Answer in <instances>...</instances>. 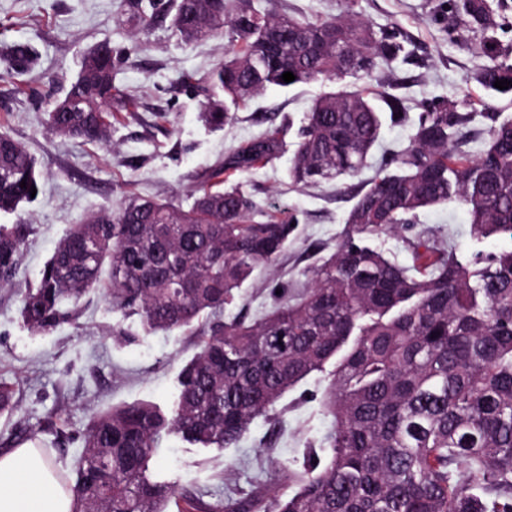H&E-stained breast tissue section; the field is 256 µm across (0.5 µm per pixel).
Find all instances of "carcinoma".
Listing matches in <instances>:
<instances>
[{
  "label": "carcinoma",
  "instance_id": "carcinoma-1",
  "mask_svg": "<svg viewBox=\"0 0 512 512\" xmlns=\"http://www.w3.org/2000/svg\"><path fill=\"white\" fill-rule=\"evenodd\" d=\"M143 28L169 11L166 0H135ZM501 0H439L434 21L448 39L473 35L489 64L473 80L491 97L512 96V32ZM186 41L222 37L224 63L207 77L202 118L235 119L270 86L336 83L314 99L297 142L291 181H350L348 229L311 271V282L282 289L249 321L224 308L255 271L271 267L293 240L298 216L260 210L234 181L272 163L278 132L224 155L188 207L132 197L110 213L73 225L44 265L20 315L33 333L77 323V305L100 289L112 309L132 311L144 332L197 326L198 352L181 370L171 412L139 402L94 415L82 435L75 475L55 474L73 492L72 512H512V249L475 261L418 234L415 263L400 265L363 244L365 237L416 223L428 207L456 203L483 238L512 237V117L461 112L446 97L424 103L407 147L384 154L369 186L353 184L367 166L384 119L409 120L405 100L379 75L413 57L402 29L375 28L350 13L306 22L273 14L256 0H180L172 19ZM128 47L100 44L86 55L64 98L48 110L55 136L108 143L114 85ZM25 43L0 46L6 72L34 62ZM290 71L295 80H282ZM488 121L472 151L474 124ZM37 159L0 134V212L14 213L39 186ZM26 187H20L21 181ZM27 224H0V288L13 277ZM329 371L322 405L334 429L295 475L288 493L259 487L224 504L152 477L162 441L173 435L200 448L236 444L253 421L314 372ZM17 406L0 381V415Z\"/></svg>",
  "mask_w": 512,
  "mask_h": 512
}]
</instances>
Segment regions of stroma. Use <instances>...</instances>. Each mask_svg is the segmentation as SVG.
Listing matches in <instances>:
<instances>
[{
    "instance_id": "1",
    "label": "stroma",
    "mask_w": 512,
    "mask_h": 512,
    "mask_svg": "<svg viewBox=\"0 0 512 512\" xmlns=\"http://www.w3.org/2000/svg\"><path fill=\"white\" fill-rule=\"evenodd\" d=\"M132 0H0V43L23 42L37 55L26 74L0 76V132L22 142L43 173L38 197L19 213L0 214V224L25 222L26 246L8 286L0 288V379L16 389L17 408L0 416V445L23 433L47 448L53 461L74 471L80 436L94 414L112 406L151 402L171 409L178 375L197 350V334L184 330L144 335L138 316L112 310L101 292L87 293L77 324L46 334L22 323V295L35 287L45 261L72 225L91 213L119 207L126 197L188 204L225 153L253 137L283 129L281 155L243 179L262 210L298 214L296 236L271 268L257 271L224 315L258 316L277 285L300 286L320 258L340 240L352 195L339 186L291 185L287 171L310 103L328 84L271 87L240 109L232 125L204 127L200 104L205 78L224 60V40L186 42L170 18L142 30ZM436 0H262L272 13L314 21L350 11L374 26L399 24L415 46L412 60L395 62L394 92L409 106L444 96L466 108L478 89L474 71L484 65L474 38L449 40L432 18ZM138 48L115 83L134 106L112 127L110 146L64 139L47 130V111L75 80L85 53L108 42ZM417 230L444 237L470 257L512 249V237L477 236L457 204L418 215ZM327 377L314 373L286 393L269 415L257 418L228 448H196L170 438L154 459L152 475L176 492L206 491L225 502L260 484L287 491L309 449L319 447L334 423L322 406Z\"/></svg>"
}]
</instances>
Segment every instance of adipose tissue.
<instances>
[{
	"instance_id": "ef3b65f1",
	"label": "adipose tissue",
	"mask_w": 512,
	"mask_h": 512,
	"mask_svg": "<svg viewBox=\"0 0 512 512\" xmlns=\"http://www.w3.org/2000/svg\"><path fill=\"white\" fill-rule=\"evenodd\" d=\"M36 442L0 453V512H72L73 496L53 476Z\"/></svg>"
}]
</instances>
